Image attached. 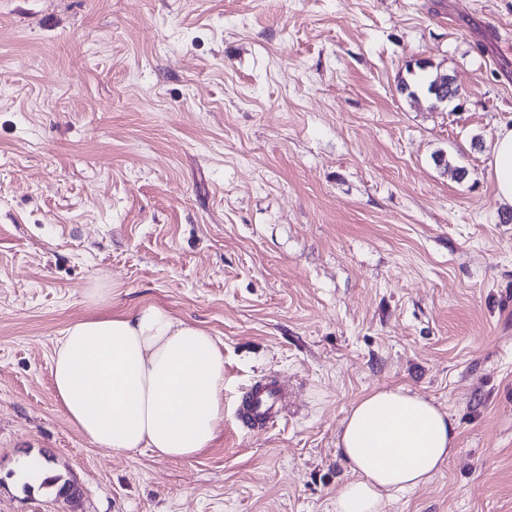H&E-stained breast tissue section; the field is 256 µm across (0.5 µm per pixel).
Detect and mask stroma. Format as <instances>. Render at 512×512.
<instances>
[{"label": "stroma", "mask_w": 512, "mask_h": 512, "mask_svg": "<svg viewBox=\"0 0 512 512\" xmlns=\"http://www.w3.org/2000/svg\"><path fill=\"white\" fill-rule=\"evenodd\" d=\"M510 41L512 0H0V512H334L341 424L394 387L459 452L386 512H512ZM416 60L459 97L401 94ZM142 304L222 343L186 461L93 444L53 388L66 327ZM268 376L288 406L253 432ZM490 164L496 198L503 206L512 207V124L499 127ZM286 393L277 381L256 384L243 397L242 424L255 430L272 427L283 414Z\"/></svg>", "instance_id": "35a3bbf8"}]
</instances>
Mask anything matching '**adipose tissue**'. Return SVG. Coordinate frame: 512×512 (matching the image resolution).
I'll return each mask as SVG.
<instances>
[{
    "label": "adipose tissue",
    "mask_w": 512,
    "mask_h": 512,
    "mask_svg": "<svg viewBox=\"0 0 512 512\" xmlns=\"http://www.w3.org/2000/svg\"><path fill=\"white\" fill-rule=\"evenodd\" d=\"M492 180L512 207V124L492 147ZM52 383L69 421L116 453L141 448L188 460L224 420V353L205 328L157 305L82 318L63 332ZM447 412L404 389H379L350 409L339 451L350 478L335 512H385L397 494L431 481L457 453Z\"/></svg>",
    "instance_id": "1"
}]
</instances>
